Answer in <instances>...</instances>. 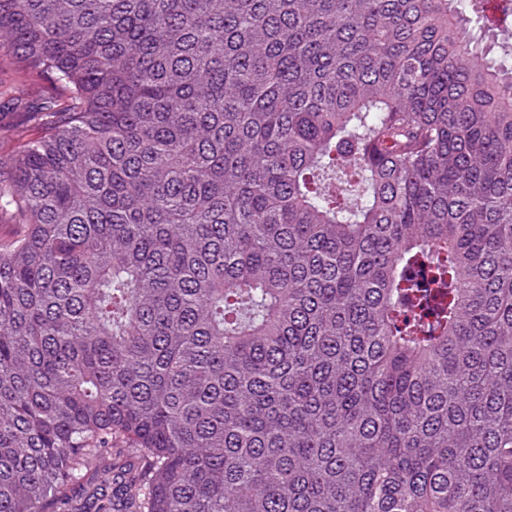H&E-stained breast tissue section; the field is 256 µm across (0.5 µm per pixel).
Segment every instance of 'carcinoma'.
Wrapping results in <instances>:
<instances>
[{
    "label": "carcinoma",
    "instance_id": "cac0c4a2",
    "mask_svg": "<svg viewBox=\"0 0 512 512\" xmlns=\"http://www.w3.org/2000/svg\"><path fill=\"white\" fill-rule=\"evenodd\" d=\"M496 0H0V512H512ZM45 83L32 85L27 80L24 72L15 65L10 64L5 58L0 63V103L15 98L36 100L43 96Z\"/></svg>",
    "mask_w": 512,
    "mask_h": 512
}]
</instances>
